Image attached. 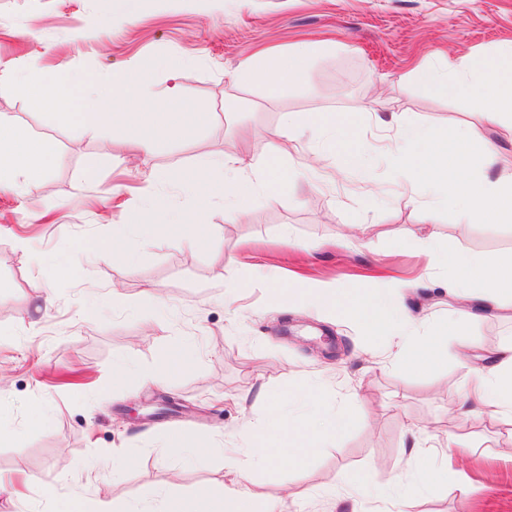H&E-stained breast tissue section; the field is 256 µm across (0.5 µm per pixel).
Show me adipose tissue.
Instances as JSON below:
<instances>
[{
	"label": "adipose tissue",
	"mask_w": 512,
	"mask_h": 512,
	"mask_svg": "<svg viewBox=\"0 0 512 512\" xmlns=\"http://www.w3.org/2000/svg\"><path fill=\"white\" fill-rule=\"evenodd\" d=\"M323 48L299 44L285 51L266 54L250 72L254 80L277 89L294 81L314 58L324 56ZM186 58H167L155 67H144L137 80L116 79L105 94L88 92L74 98L68 82L42 90L43 106L50 111L65 106L77 109L76 117L86 131L94 132L112 124L122 127L139 152L151 153L158 143L187 134L203 121L183 98L178 86H170L158 98L142 99L134 93V85H146L153 68L170 75L189 66ZM500 88L491 96L478 90L477 75L481 63L466 64L465 76L450 77L417 66L413 74L441 93L468 96L483 120L490 125L512 123V53L503 54L496 65ZM55 151L51 141L34 138L18 125L0 122V185L17 176L38 171L46 166ZM417 155L415 184L431 203H455L464 220L480 216L498 223H512V149L498 147L463 128L442 136L429 128L402 132L395 148L396 167L406 164L408 152ZM254 168L245 155L219 159L204 157L179 170L181 191L191 201L190 211L173 209L162 198L144 199L131 209L126 223L112 227V241L107 251L125 247L129 238L147 243L158 236L177 238L191 246L204 245L210 235L202 216L203 205L213 199H224L233 218L245 213L248 196L271 191L276 183L270 178L252 182ZM456 278L452 284L454 297L473 317H481L489 309H512V256L463 253L455 257ZM414 284L393 282L389 294L372 295L355 288H303L301 299L329 313L366 324L371 336H387L394 358L413 369L437 362L448 347L447 329H440L436 339L414 335L412 322L404 303L415 292ZM465 400L477 402L495 420L512 422V344L493 350L486 365L476 369L465 385ZM272 410L279 426L295 433L307 429L320 437L342 428L343 414L328 416L319 410V399L313 386H305L293 395L275 399ZM248 455L270 469L296 466L300 448L279 443L263 433H250ZM227 477L220 489H198L188 506L174 499L161 501L158 512H288L284 499H268L260 495L250 479V468L238 453L225 454Z\"/></svg>",
	"instance_id": "ef3b65f1"
}]
</instances>
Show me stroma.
Returning a JSON list of instances; mask_svg holds the SVG:
<instances>
[{"mask_svg":"<svg viewBox=\"0 0 512 512\" xmlns=\"http://www.w3.org/2000/svg\"><path fill=\"white\" fill-rule=\"evenodd\" d=\"M310 42L331 51L295 83L272 91L245 73L265 51ZM511 48L512 0H0V117L55 145L47 171L0 187V474L29 482L24 497L0 494V512H56L80 495L146 508L164 490L189 499L223 483V458L164 463L158 448L187 435L244 443L271 413L259 391L287 394L311 379L346 423L295 467L252 469L260 492L287 498L291 512H390L398 495L406 512H512V425L475 409L459 416L476 361L457 344L461 334L487 350L511 342L512 311L474 318L448 295L449 256L512 254V223L465 222L452 203L427 209L410 171L392 163L403 126L469 127L512 144L468 99L410 76L423 62L439 69ZM173 56L192 59L175 82L207 120L149 156L111 128L87 134L74 118H47L19 87L52 83L62 69L81 87H108L113 75ZM285 112L354 122L356 167L338 173V149L312 128L311 169L281 157L287 186L252 198L244 219L230 221L223 200L205 205L208 245L161 236L139 247L135 264L103 258L113 225L146 193L185 207L175 183L152 182L154 170L224 154L264 166ZM390 115L396 124H381ZM432 232L437 255L424 247ZM50 255L72 256L75 271L48 274ZM229 255L244 286L228 302ZM274 277L286 288L369 292L413 281L407 306L424 317L416 334L449 319L458 334L433 370L409 371L360 324L274 306ZM46 298L48 312L36 313ZM187 340L183 373L113 388V362L156 370ZM446 438L460 446L448 480L425 483L413 449ZM116 448L139 458L120 483L86 473L87 460Z\"/></svg>","mask_w":512,"mask_h":512,"instance_id":"35a3bbf8","label":"stroma"}]
</instances>
